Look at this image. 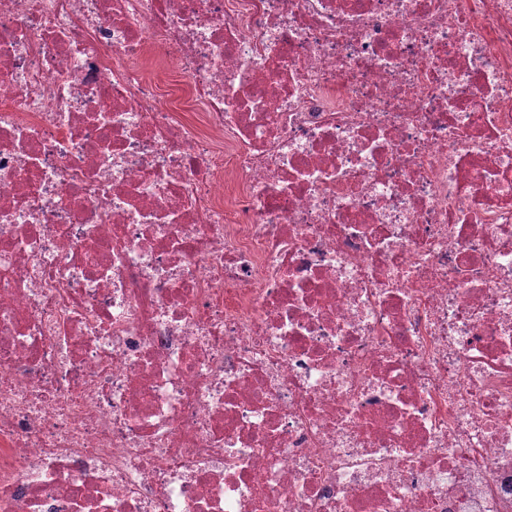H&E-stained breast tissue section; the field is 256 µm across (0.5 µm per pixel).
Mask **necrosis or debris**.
Here are the masks:
<instances>
[{
  "instance_id": "4bbe7bcc",
  "label": "necrosis or debris",
  "mask_w": 512,
  "mask_h": 512,
  "mask_svg": "<svg viewBox=\"0 0 512 512\" xmlns=\"http://www.w3.org/2000/svg\"><path fill=\"white\" fill-rule=\"evenodd\" d=\"M0 512H512V0H0ZM144 75L147 79L166 86L175 78V69L167 59L164 64L152 58L143 64Z\"/></svg>"
}]
</instances>
